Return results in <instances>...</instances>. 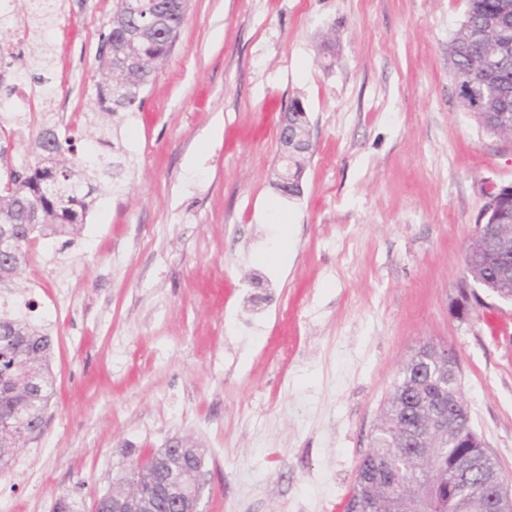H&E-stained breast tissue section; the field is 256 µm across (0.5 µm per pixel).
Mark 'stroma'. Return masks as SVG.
<instances>
[{
    "label": "stroma",
    "instance_id": "stroma-1",
    "mask_svg": "<svg viewBox=\"0 0 512 512\" xmlns=\"http://www.w3.org/2000/svg\"><path fill=\"white\" fill-rule=\"evenodd\" d=\"M115 0H59L55 92L26 123L0 112L9 159L35 164L43 123L88 131ZM466 0H189L142 93L104 116L128 167L68 248L37 238L20 275L52 339L54 390L0 477L17 512H93L133 461L203 448L202 512H341L403 363L456 351L471 424L512 476V304L457 315L485 182L512 183V142L459 105L450 41ZM336 33V61L321 40ZM300 99L312 153L300 197L275 187L277 121ZM290 247L280 254V237Z\"/></svg>",
    "mask_w": 512,
    "mask_h": 512
}]
</instances>
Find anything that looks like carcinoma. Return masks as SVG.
<instances>
[{"instance_id": "obj_1", "label": "carcinoma", "mask_w": 512, "mask_h": 512, "mask_svg": "<svg viewBox=\"0 0 512 512\" xmlns=\"http://www.w3.org/2000/svg\"><path fill=\"white\" fill-rule=\"evenodd\" d=\"M160 1L172 8L169 26L153 21V7ZM466 5L465 19L451 40L458 101L484 129L507 136L512 129L499 123V113H512V55L501 63L494 47L505 39L512 42V0H466ZM54 8L55 0H18L14 16L20 20L35 9L50 17ZM187 9L188 0H117L98 53V70L103 75L97 95L101 111L115 114L141 108L140 94L171 51ZM494 14L505 18L506 28L475 36L476 26ZM36 65L38 60L33 58L12 77L0 71L1 111L9 107L19 81L29 78L31 88L46 97L51 94L50 78L30 72ZM286 111L292 123L309 126L300 100L290 101ZM75 142L73 135L62 140L50 128L39 130L33 143L34 168L0 185V222L20 225V232L31 241L40 236H63L62 247L72 244V237L82 229L91 197L107 180L119 185L125 174L123 162L111 158L114 144L104 134L96 138L101 151L78 160L71 158L77 151ZM309 154L311 149L301 142L290 148V197L302 193L300 179ZM495 195L496 209L484 223L503 224L508 231L512 229V185H499ZM29 209L37 210L40 218L33 230L23 226ZM464 271L480 277L512 302V287H497L499 279L491 275L495 266L476 243L467 249ZM435 348L434 343L424 344L400 369L370 450L358 466L344 512H414L421 495L428 498L432 512H448L450 503L458 499L468 502V512H491L475 488L493 480L498 468L471 425L461 395L458 356L451 349L448 392L436 391L440 371L434 364ZM51 349L44 330L25 318L0 312V413L10 416L12 422L11 428L0 431V475L11 471L19 453L10 444L36 435L44 423L53 393L48 365ZM450 402L457 404V411L449 418L448 437L442 446L426 453L410 448L384 428L385 423L397 419L406 432L413 433L420 430V411L446 408ZM175 454L181 461V470L175 474L179 479L197 466V460L186 448L164 452L168 458Z\"/></svg>"}]
</instances>
